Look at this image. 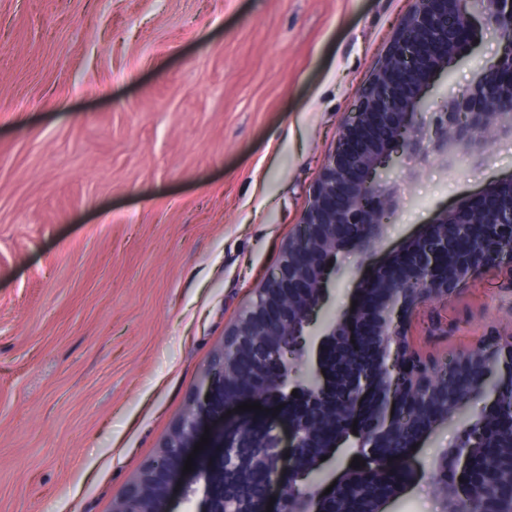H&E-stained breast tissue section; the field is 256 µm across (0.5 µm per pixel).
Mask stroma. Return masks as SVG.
Instances as JSON below:
<instances>
[{
  "label": "stroma",
  "instance_id": "35a3bbf8",
  "mask_svg": "<svg viewBox=\"0 0 512 512\" xmlns=\"http://www.w3.org/2000/svg\"><path fill=\"white\" fill-rule=\"evenodd\" d=\"M413 0H0V512H112L280 261ZM493 31L436 81L494 60ZM512 175V136L385 170L395 221L339 253L319 326L445 208ZM423 351L512 336L490 272L417 308ZM421 436L385 512H442L467 419Z\"/></svg>",
  "mask_w": 512,
  "mask_h": 512
}]
</instances>
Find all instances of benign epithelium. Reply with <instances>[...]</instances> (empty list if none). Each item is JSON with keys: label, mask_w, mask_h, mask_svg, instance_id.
<instances>
[{"label": "benign epithelium", "mask_w": 512, "mask_h": 512, "mask_svg": "<svg viewBox=\"0 0 512 512\" xmlns=\"http://www.w3.org/2000/svg\"><path fill=\"white\" fill-rule=\"evenodd\" d=\"M497 31L495 60L477 71L472 85L451 94L427 123L434 107L432 80L463 59L483 29ZM498 133L512 134V0H414L412 11L369 85L344 120L335 153L313 187L295 235L282 259L226 333L204 368L191 399L157 454L142 464L112 512H167L164 504L201 426L225 404L244 398L280 407L288 434L255 433L250 421L217 435L213 458L201 466L203 512H260L276 486L280 512H336L334 501L360 487L378 485L396 467L410 470L412 446L427 432L462 413L474 390L488 399L482 412L490 430L507 424L500 414L512 379L492 382L496 356L512 354V336H487L454 353L457 376L439 380L440 357L411 341L409 315L430 299H448L480 272L512 273V176L495 182L454 209L443 210L426 231L379 267L361 304L347 320L320 332L316 369L304 382L291 379L288 351L306 356L314 314L336 256L350 249L373 252L398 207L397 190L382 170L432 146L443 159L458 149L480 153ZM297 395H292V392ZM288 394V407L281 406ZM331 421L327 441L321 421ZM355 428L353 454L364 465L319 487L309 477ZM406 437L399 455L378 445ZM476 444L453 448L438 464L434 486L444 512L482 496L481 512H512V491L500 490L502 474L512 486V455L487 465ZM330 493H325L326 488ZM399 490L373 493L360 512H383Z\"/></svg>", "instance_id": "obj_1"}]
</instances>
